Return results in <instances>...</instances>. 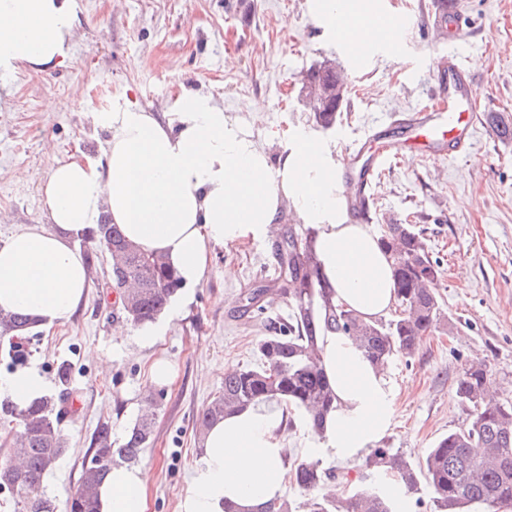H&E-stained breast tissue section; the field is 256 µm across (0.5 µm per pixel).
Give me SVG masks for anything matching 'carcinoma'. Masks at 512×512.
<instances>
[{
    "label": "carcinoma",
    "mask_w": 512,
    "mask_h": 512,
    "mask_svg": "<svg viewBox=\"0 0 512 512\" xmlns=\"http://www.w3.org/2000/svg\"><path fill=\"white\" fill-rule=\"evenodd\" d=\"M308 83L316 122L326 129L332 127L345 100L343 82L325 65L310 72ZM382 228L380 243L391 262L400 307L396 317L387 322L366 321L334 303L320 275L314 228L307 227L303 238L288 229L279 246L274 279L281 284L280 295L288 298V321L258 340L259 363L224 373V386L195 419V434L202 435L218 418L262 403H275L291 416L298 413L315 427L336 410V394L320 361L317 340L321 333L348 337L384 370L397 355L413 356L423 337L445 324L436 289L441 267L430 255L423 231L414 224L390 223ZM86 240L93 245V251L86 254L89 265H94L99 250L110 255L109 284L119 287L122 310L132 324L153 322L167 310L181 284L163 256L140 250L106 218ZM36 326L37 320L28 313L0 309V341H11ZM57 378L58 393L44 395L23 408L0 399V430L9 444L0 459V481L7 484L17 512H23L27 504L32 512H100L96 489L112 464L136 461L155 440V401L146 402L118 444L112 441L107 425L98 427L92 456L100 465L82 467L78 488L58 506L45 497L42 487L67 451L61 423L73 415L70 367L60 365ZM455 395L468 412L465 427L441 437L416 462L399 448L379 445L362 456L358 466L367 473L391 477L409 491L426 481L433 512L511 509L512 396L499 395L491 370L481 362L464 369ZM336 479L333 471L321 469L318 461L307 456L295 458L285 475V482L306 496L305 512H395L391 497L371 486L336 495L324 486L325 481Z\"/></svg>",
    "instance_id": "carcinoma-1"
}]
</instances>
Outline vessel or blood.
Returning a JSON list of instances; mask_svg holds the SVG:
<instances>
[{
  "label": "vessel or blood",
  "mask_w": 512,
  "mask_h": 512,
  "mask_svg": "<svg viewBox=\"0 0 512 512\" xmlns=\"http://www.w3.org/2000/svg\"><path fill=\"white\" fill-rule=\"evenodd\" d=\"M442 65L448 72L447 82L441 83L429 106L410 116L404 140L387 142L386 132L394 122L389 116L372 124L365 138L337 159L336 179L354 219L364 220L369 209L364 185L390 158L410 152L424 159L446 160L471 151L478 125V109L469 91L471 75L457 51H449Z\"/></svg>",
  "instance_id": "vessel-or-blood-1"
}]
</instances>
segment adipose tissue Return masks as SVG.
Masks as SVG:
<instances>
[{
	"instance_id": "1",
	"label": "adipose tissue",
	"mask_w": 512,
	"mask_h": 512,
	"mask_svg": "<svg viewBox=\"0 0 512 512\" xmlns=\"http://www.w3.org/2000/svg\"><path fill=\"white\" fill-rule=\"evenodd\" d=\"M319 26L353 30L363 51L384 44L387 26L364 0H307ZM76 0H0V79L22 67L46 70L68 59ZM225 111L212 95L182 90L166 112L146 111L130 97L93 115L109 132L103 155L55 165L40 191L52 230L23 227L0 245V308L23 310L41 326L68 320L89 286L72 237L109 216L143 251L163 255L184 287H196L215 247L272 235L287 216L316 229L314 249L334 302L366 319L395 302L391 263L371 226L352 223L336 181V155L316 137L267 130L271 157L242 112ZM336 410L315 434L341 458L355 457L384 435L392 420L382 372L347 338L319 339ZM45 392L41 376L0 377V398L25 406ZM281 410L264 405L215 421L202 438L200 461L179 512H263L284 490L286 457ZM101 512H147V473L115 465L100 488Z\"/></svg>"
}]
</instances>
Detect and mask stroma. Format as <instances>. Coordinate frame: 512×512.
<instances>
[{
  "mask_svg": "<svg viewBox=\"0 0 512 512\" xmlns=\"http://www.w3.org/2000/svg\"><path fill=\"white\" fill-rule=\"evenodd\" d=\"M442 2L380 0L383 14L406 30L358 63L324 38L306 0H77L69 61L45 71L20 68L8 93L0 92V244L22 227L48 224L41 183L55 162L103 153L108 136L92 115L127 93L155 112L183 87L211 94L228 112L250 99L264 109L255 131L310 133L343 153L373 120L403 118L428 104L448 52L429 31ZM455 2L457 50L483 114L473 148L454 160L390 159L371 187L373 230L392 218L417 225L441 266L447 328L424 337L414 356L393 358L384 373L393 420L383 439L415 460L465 424L455 387L469 363L485 361L512 390V139L496 137L486 119L496 112L512 120V0ZM324 63L343 72L348 86L329 129L315 122L302 92L306 73ZM79 98L84 108L76 107ZM48 141L56 155L46 153ZM276 243L272 236L215 248L201 283L182 291V313L161 316L163 332L152 346L140 344L137 326L105 288L104 252L68 321L29 337L20 361L0 345V375L33 370L49 394L59 389V364L72 367L78 413L62 424L68 449L45 478V495L64 501L97 426L108 423L113 440H122L151 395L155 441L138 460L148 472L147 512H178L201 455L196 415L223 386L224 369L254 365L255 342L288 317L284 299L264 296L247 312L241 303L242 292L274 278ZM228 265L235 278H225ZM158 358L172 364L171 384H151ZM285 443L287 457L319 459L323 468L348 472L351 485L378 482L357 460L320 447L302 421L286 427Z\"/></svg>",
  "mask_w": 512,
  "mask_h": 512,
  "instance_id": "obj_1",
  "label": "stroma"
}]
</instances>
